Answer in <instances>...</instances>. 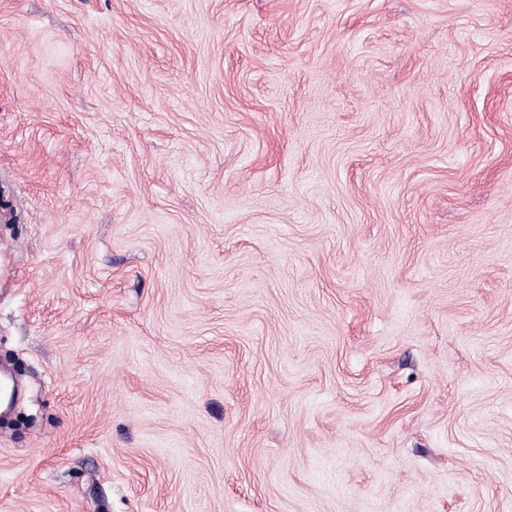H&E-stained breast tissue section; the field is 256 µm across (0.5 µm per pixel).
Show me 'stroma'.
I'll return each instance as SVG.
<instances>
[{
  "label": "stroma",
  "instance_id": "stroma-1",
  "mask_svg": "<svg viewBox=\"0 0 512 512\" xmlns=\"http://www.w3.org/2000/svg\"><path fill=\"white\" fill-rule=\"evenodd\" d=\"M0 512H512V0H0Z\"/></svg>",
  "mask_w": 512,
  "mask_h": 512
}]
</instances>
